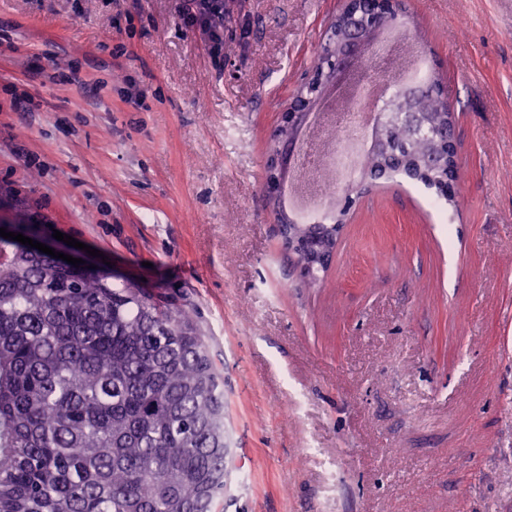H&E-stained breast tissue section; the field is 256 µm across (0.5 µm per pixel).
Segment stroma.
<instances>
[{"mask_svg":"<svg viewBox=\"0 0 512 512\" xmlns=\"http://www.w3.org/2000/svg\"><path fill=\"white\" fill-rule=\"evenodd\" d=\"M405 3L457 202L371 182L311 284L265 159L341 0H227L219 55L175 0H0V186L194 311L224 377L214 512H512V0Z\"/></svg>","mask_w":512,"mask_h":512,"instance_id":"obj_1","label":"stroma"}]
</instances>
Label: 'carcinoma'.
<instances>
[{
	"mask_svg": "<svg viewBox=\"0 0 512 512\" xmlns=\"http://www.w3.org/2000/svg\"><path fill=\"white\" fill-rule=\"evenodd\" d=\"M419 105L448 120L436 98ZM386 132L395 148L368 149L361 173L448 178L427 164L434 127ZM226 455L224 391L189 310L0 236V512H212Z\"/></svg>",
	"mask_w": 512,
	"mask_h": 512,
	"instance_id": "carcinoma-1",
	"label": "carcinoma"
}]
</instances>
